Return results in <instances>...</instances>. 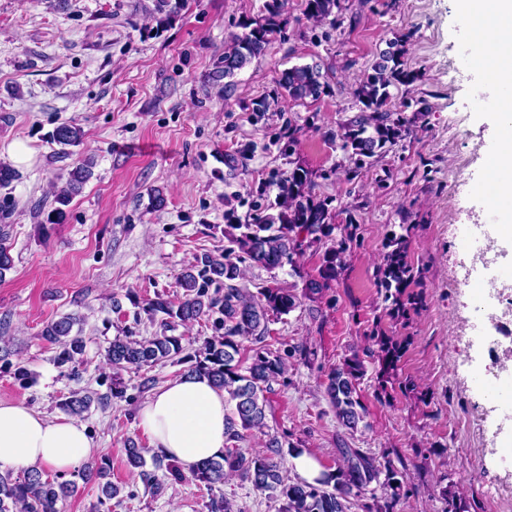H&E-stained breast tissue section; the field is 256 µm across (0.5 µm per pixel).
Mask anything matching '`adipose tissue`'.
<instances>
[{
    "mask_svg": "<svg viewBox=\"0 0 512 512\" xmlns=\"http://www.w3.org/2000/svg\"><path fill=\"white\" fill-rule=\"evenodd\" d=\"M467 2L488 51L485 62L496 70L497 87H512V0ZM228 414L222 389L205 377H181L152 395L139 413V425L159 453L188 474L223 455ZM94 448L79 421L47 417L22 400L0 401V471L43 467L66 473L91 460Z\"/></svg>",
    "mask_w": 512,
    "mask_h": 512,
    "instance_id": "obj_1",
    "label": "adipose tissue"
}]
</instances>
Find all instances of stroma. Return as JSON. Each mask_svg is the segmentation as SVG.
Masks as SVG:
<instances>
[{
	"label": "stroma",
	"mask_w": 512,
	"mask_h": 512,
	"mask_svg": "<svg viewBox=\"0 0 512 512\" xmlns=\"http://www.w3.org/2000/svg\"><path fill=\"white\" fill-rule=\"evenodd\" d=\"M265 0H186L163 31L148 28L152 0H0V163H11L13 143L32 151L19 177L0 187L7 207L14 266L0 278V401L23 399L48 417L60 416L70 391L93 403L80 421L121 488L104 499L96 483L77 482L57 512H210L212 501L234 512H278L269 491L233 478L214 489L168 479L138 411L157 388L183 376L188 363L161 362L139 370L115 368L106 350L114 337L154 335L145 303L155 296L177 302L181 270L195 255L222 254L227 220L252 223L276 189L275 173L302 166L315 193L330 198L337 223L353 219L357 241L347 264L324 296L305 294L335 238L306 247L299 273L250 265V291L288 289L298 298L289 315L270 321V349L298 348L287 384L268 395L266 431L287 436L281 471L302 480L300 457L335 469L341 447L357 448L402 472L407 497L396 512H445L447 487L464 491L469 512H512L494 497L512 465V426L496 418L484 427L471 416L482 402L473 376L506 377V370L455 338L469 312L462 277L461 239L471 215L486 214L476 182H490L491 105L476 80L463 0H341L336 23L317 24L303 0H288V26L268 52L234 77L232 90L212 84L210 73L224 43L240 24L261 17ZM404 39L411 82L392 87L395 116L411 133L356 169L342 146L341 128L358 113L356 89L378 53ZM318 64L329 89L319 100L293 101L278 80L295 65ZM270 107L255 112L252 104ZM63 122L81 127L83 140L61 156L50 140ZM247 150L245 169L228 175L224 157ZM94 156L92 178L75 195L64 223L46 216L55 176ZM166 204L150 205L152 189ZM403 232L408 252L423 270L425 303L408 325L384 317L376 271L391 234ZM83 316L85 347L76 361L80 379L58 365V349L41 331L62 316ZM404 337L408 345L396 373L381 378L367 361L357 386L363 420L341 427L326 394L328 370L369 345L374 330ZM26 370L21 383L16 369ZM412 380L416 392L405 391ZM124 397H110L113 383ZM142 448L144 471L127 463L129 445ZM161 479L151 493L145 474Z\"/></svg>",
	"instance_id": "stroma-1"
}]
</instances>
